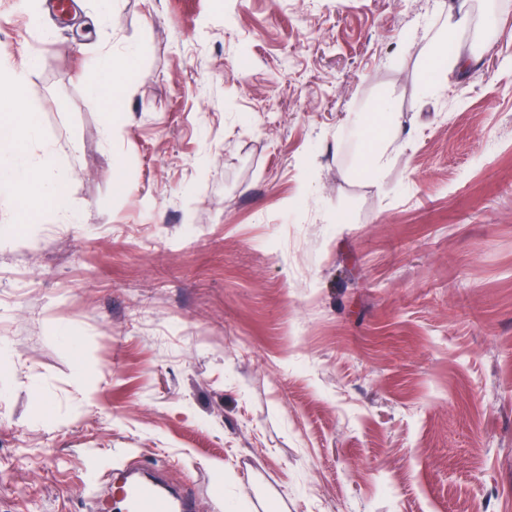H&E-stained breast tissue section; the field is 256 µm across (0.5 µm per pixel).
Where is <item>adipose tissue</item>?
Returning a JSON list of instances; mask_svg holds the SVG:
<instances>
[{
    "label": "adipose tissue",
    "mask_w": 512,
    "mask_h": 512,
    "mask_svg": "<svg viewBox=\"0 0 512 512\" xmlns=\"http://www.w3.org/2000/svg\"><path fill=\"white\" fill-rule=\"evenodd\" d=\"M470 22L466 12L448 13L444 26L433 36L427 58V70L435 81L463 69L466 61L462 52H448V42L454 32ZM25 69L0 73V189L12 185L30 186L28 198L22 199L25 215L38 212L42 202H53L66 209L63 175L53 169L54 153L44 149L39 160H32L31 149L40 141V131L33 117L18 115V99L28 80ZM363 139L358 156V168L366 178L382 181L393 161L395 134L392 127V105L382 102L377 110L360 114L355 120Z\"/></svg>",
    "instance_id": "adipose-tissue-1"
}]
</instances>
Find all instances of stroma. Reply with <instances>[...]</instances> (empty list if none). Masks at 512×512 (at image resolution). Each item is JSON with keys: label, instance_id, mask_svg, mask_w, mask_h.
<instances>
[{"label": "stroma", "instance_id": "stroma-1", "mask_svg": "<svg viewBox=\"0 0 512 512\" xmlns=\"http://www.w3.org/2000/svg\"><path fill=\"white\" fill-rule=\"evenodd\" d=\"M77 2L0 0L69 203L0 192V512L126 466L208 480L195 512H512V0H468L502 34L431 92L444 0ZM119 73L112 67L110 63H104L100 69V79L92 88L91 93L96 98H99L100 90L104 87H109L114 91L120 90L122 93H127L129 87L118 79ZM392 105L383 101L376 111L361 113L355 123L359 135L363 137L358 156V168L366 178L381 182L393 161L395 134L392 127ZM381 128L379 135L371 139L365 137L366 131Z\"/></svg>", "mask_w": 512, "mask_h": 512}]
</instances>
